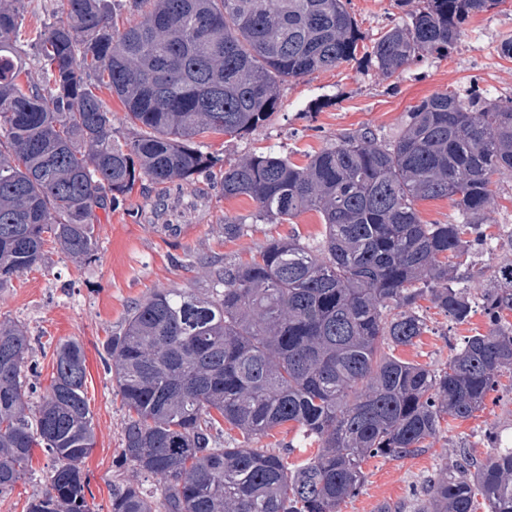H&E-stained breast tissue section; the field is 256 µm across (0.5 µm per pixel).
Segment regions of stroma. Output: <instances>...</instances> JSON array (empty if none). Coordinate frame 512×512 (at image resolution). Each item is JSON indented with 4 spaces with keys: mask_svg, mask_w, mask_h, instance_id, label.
I'll list each match as a JSON object with an SVG mask.
<instances>
[{
    "mask_svg": "<svg viewBox=\"0 0 512 512\" xmlns=\"http://www.w3.org/2000/svg\"><path fill=\"white\" fill-rule=\"evenodd\" d=\"M350 11L367 39L378 37L397 21V0H351ZM512 38V0L467 21L458 44L410 65L399 79L385 81L365 63L344 64L294 80L281 90L279 109L266 125L244 137L208 133L200 138L203 152L228 163L273 148L295 164L335 141L338 134L362 126L391 140L400 132L405 114L435 92L451 89L464 95L512 97V58L500 55L503 40ZM488 233L499 235L494 254L472 256L474 268L490 269L512 257V179H494ZM256 204L250 198L224 199L210 176L165 185L136 181L120 206L94 208L97 251L86 261L67 257L54 243L45 246L43 262L0 289V320L21 324L31 338L28 381L31 403H38L50 382L53 350L64 340L84 347L86 398L93 416L96 447L84 470L89 476L93 512H110L112 487L137 480L122 458L123 414L104 360L103 344L120 332L130 306L160 288L206 292L210 270L224 263H244L269 240L295 237L317 244L324 226L308 211L288 223H252ZM248 221L242 237L224 236V217ZM429 330L416 344L398 348V357L433 369L443 368L451 354L449 342L486 332L482 313L468 323L449 326L445 317L424 304ZM502 390L492 393L477 417L452 421L430 448L400 460L381 457L363 464L364 485L341 512H414L430 479L455 460L460 444L485 458V431L497 432L502 447L512 448V376L502 377ZM293 445L289 462L314 456L317 444L304 441L294 424L270 430L257 447L271 451Z\"/></svg>",
    "mask_w": 512,
    "mask_h": 512,
    "instance_id": "1",
    "label": "stroma"
}]
</instances>
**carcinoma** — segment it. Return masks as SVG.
Segmentation results:
<instances>
[{
	"instance_id": "1",
	"label": "carcinoma",
	"mask_w": 512,
	"mask_h": 512,
	"mask_svg": "<svg viewBox=\"0 0 512 512\" xmlns=\"http://www.w3.org/2000/svg\"><path fill=\"white\" fill-rule=\"evenodd\" d=\"M65 17L17 50L25 0H0V289L40 263L45 235L75 260L97 248L93 208L121 204L135 181L213 174L196 138L264 126L286 83L356 59L362 32L349 0H59ZM502 0H400L402 16L374 40L386 80L448 52L472 16ZM140 13L116 30L113 12ZM98 81L123 103L136 136L120 141ZM512 178V97L436 92L386 141L364 126L297 165L269 151L219 170L224 198L256 203L253 223L320 214L311 246L271 239L245 264L210 272L208 293L160 288L134 303L107 342L125 410L122 457L158 477L112 488L111 512H339L364 483L370 457L429 447L442 423L485 408L512 374V260L460 271L492 249L493 176ZM446 198L459 224H425L416 204ZM247 225L224 215V236ZM464 324L480 307L486 333L430 369L395 355L429 331L419 301ZM30 338L0 321V497L47 457L45 491L24 512H92L83 466L96 441L85 396L86 356L74 339L53 353L39 405L26 400ZM220 415L242 440L219 441ZM296 424L319 443L300 465L251 443ZM484 462L463 454L431 484L417 512H512V448Z\"/></svg>"
}]
</instances>
